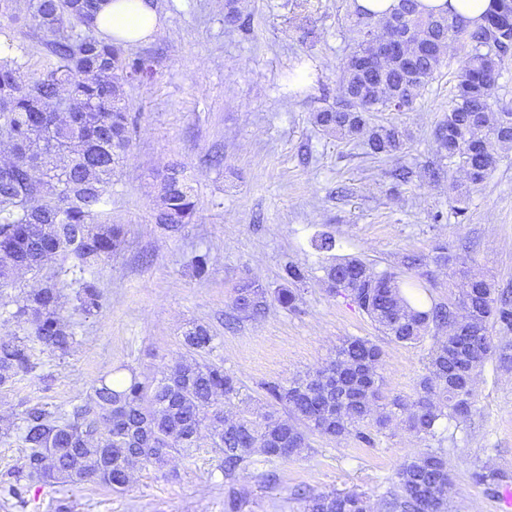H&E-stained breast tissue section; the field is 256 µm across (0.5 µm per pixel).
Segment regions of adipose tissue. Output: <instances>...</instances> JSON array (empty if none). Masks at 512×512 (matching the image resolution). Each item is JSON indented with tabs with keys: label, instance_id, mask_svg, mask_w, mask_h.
<instances>
[{
	"label": "adipose tissue",
	"instance_id": "adipose-tissue-1",
	"mask_svg": "<svg viewBox=\"0 0 512 512\" xmlns=\"http://www.w3.org/2000/svg\"><path fill=\"white\" fill-rule=\"evenodd\" d=\"M423 14L458 17L476 27L496 7V0H419ZM95 27L103 39L127 46L158 33V15L151 0H100Z\"/></svg>",
	"mask_w": 512,
	"mask_h": 512
}]
</instances>
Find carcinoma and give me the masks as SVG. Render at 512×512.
I'll use <instances>...</instances> for the list:
<instances>
[{
    "label": "carcinoma",
    "instance_id": "obj_1",
    "mask_svg": "<svg viewBox=\"0 0 512 512\" xmlns=\"http://www.w3.org/2000/svg\"><path fill=\"white\" fill-rule=\"evenodd\" d=\"M14 0H0V19L31 21L54 58L44 74H26L13 43L0 44V132L12 142V160L0 166V288L15 287L14 274H40L44 262L63 256L46 285L33 293L12 297L13 317L29 324L24 337L0 343V388L19 374L37 369L34 345L67 353L76 343L74 332L61 316L60 289L76 285V299L87 316L101 308L96 279L86 276L124 242L120 224L97 221L112 187V173L130 145L131 118L122 85L144 77L150 68L142 58L95 37L99 0H29L28 16L19 18ZM401 18L414 31L412 67L391 58L377 74L363 68L360 55ZM465 35L470 42L467 65L459 72L448 114L435 130L437 152L448 169L428 168L423 176L448 184L453 201L464 204L483 187L497 166L489 142H512V110L496 112L490 103L505 61L512 57V0H497L484 24L467 28L458 20L423 15L418 0H400L399 8L377 28L364 21L357 29V50L342 68V88L355 103L338 112L332 108L314 115L325 132L352 140L368 134L367 154L392 158L407 135L396 125L368 126L373 112H401L422 96L449 39ZM68 87V97L60 89ZM160 208L156 221L169 231L190 222L196 202L184 167L168 165L157 174ZM448 248L438 247L432 261L411 254L402 265L415 276L404 279L394 271H377L354 258H337L325 267L330 292L350 299L390 340L430 348L416 395L393 397L382 407L375 425L385 427L400 414L408 429L434 437L440 422L464 420L473 406L476 374L498 356L512 359L508 347L496 345L492 327L512 330L509 290L497 291L484 279L472 278L461 305L430 298L424 306L420 289L432 284L429 263L446 265ZM282 278L292 287L277 301L288 308L299 301L294 285L306 279L300 266L287 263ZM238 318H255L269 307L268 293L246 280L235 288ZM209 327L196 324L182 336L191 359L161 372L153 385L131 372L115 371L102 378L93 393L66 412L46 405L22 412V440L28 452L20 465L0 469V495L20 499L34 481L78 486L92 482L122 491L136 466H162L174 452L198 447L201 429L211 430L212 447L221 454L226 482L251 462L255 454L270 461L287 458L308 447V433L341 437L364 422L381 395L376 371L382 350L368 338L344 340L322 371L289 384L268 382L270 399L262 411L243 409L234 415L214 407L221 393L231 401L240 395L236 378L224 368L197 357L212 349ZM289 408L293 418L278 416L277 406ZM107 431L100 432V423ZM400 491L386 502V512H446L450 484L448 463L434 451L405 460L399 467ZM477 483L491 490L502 475L483 468L474 472ZM306 512H370L361 494H318L304 497Z\"/></svg>",
    "mask_w": 512,
    "mask_h": 512
}]
</instances>
